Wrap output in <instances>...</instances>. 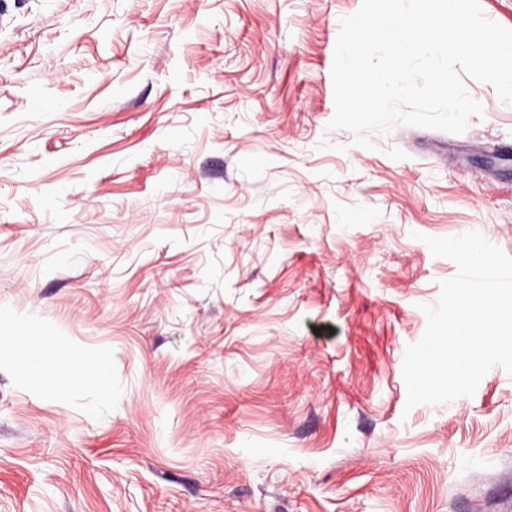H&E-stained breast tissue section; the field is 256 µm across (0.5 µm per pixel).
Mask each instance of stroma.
I'll return each mask as SVG.
<instances>
[{"label": "stroma", "mask_w": 512, "mask_h": 512, "mask_svg": "<svg viewBox=\"0 0 512 512\" xmlns=\"http://www.w3.org/2000/svg\"><path fill=\"white\" fill-rule=\"evenodd\" d=\"M361 0H0V512H512V374L407 408L455 264L512 257V104L329 129ZM55 103L34 111L31 90ZM52 340L53 344L48 350H42L41 346L37 343H34L30 350L23 355H20L17 358L20 363L16 367V375L19 379H26L29 374L35 370L40 369H48L50 373H52V368L50 366H54L60 363H67L68 366H71L72 372L69 377L65 379H54L51 378V382L59 386L60 389H66L67 386L73 381L77 374L84 376L88 373L87 365L90 359H86L85 363L80 366L78 371H75L69 356L62 350L55 339L51 336H43Z\"/></svg>", "instance_id": "stroma-1"}]
</instances>
